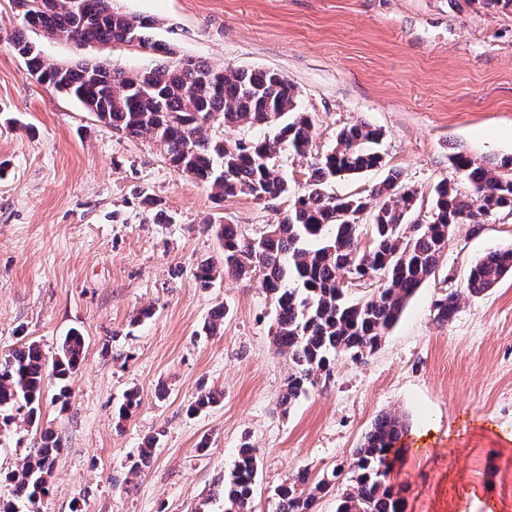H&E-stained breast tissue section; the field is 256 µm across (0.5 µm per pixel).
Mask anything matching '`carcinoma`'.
<instances>
[{
  "mask_svg": "<svg viewBox=\"0 0 512 512\" xmlns=\"http://www.w3.org/2000/svg\"><path fill=\"white\" fill-rule=\"evenodd\" d=\"M13 5L22 28L13 31L9 45L29 77L75 99L113 132L160 143L167 163L208 185L215 201L246 197L279 213L276 223L248 241L233 224L219 226L217 235L224 248V272L262 276L274 301L273 342L288 353L291 365L282 395L285 404L329 376L338 356L357 362L381 345L418 288L436 277L454 225L487 224L502 213L512 214V160L489 168L454 153L449 161L469 192H460L446 180L438 182L427 220L409 223L419 191L404 184L401 172L386 168L377 149L383 133L363 120L338 131L334 147L311 163L307 189L292 197L288 172L279 159L286 153L307 157L314 124L299 107L296 86L283 75L216 68L187 58L176 46L152 39L154 20L121 12L112 0H13ZM27 26L78 45L123 44L156 55L159 61L145 72L87 60L63 67L26 39ZM216 124L224 126L225 136L212 134ZM243 126L264 133L232 137ZM380 169L386 170L384 178L366 196H336L325 190L337 178ZM285 197L289 204L282 211L277 204ZM365 233L371 238L366 251L359 243ZM346 274L361 286L371 282L378 287L354 300L343 285ZM507 276H512V248L490 251L471 265L465 293L479 296ZM194 277L200 287H211L214 265L201 264ZM459 305L458 293L441 296L433 303L434 319L449 322ZM83 352L84 338L73 332L50 359L34 342H24L0 357V432L9 431L19 413L39 431V440L21 467L5 476L13 500L1 503L0 512H17V502L27 512H40L51 494L50 477L61 443L53 432L40 428L44 382L53 377L52 400L65 410L72 395L70 379ZM216 403L212 391H201L190 411L202 412ZM141 404L138 391H129L119 416H133ZM407 434L408 423L394 412L374 420L353 451V487L343 494L337 512H405V500L394 492L387 474L401 461ZM157 443V437L147 438L131 469H148ZM258 470L254 449L243 445L222 481L224 512H251ZM308 480L301 474L283 484L275 512H314L316 495L327 491L330 481L322 478L304 494L298 486Z\"/></svg>",
  "mask_w": 512,
  "mask_h": 512,
  "instance_id": "cac0c4a2",
  "label": "carcinoma"
}]
</instances>
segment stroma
Segmentation results:
<instances>
[{"label": "stroma", "mask_w": 512, "mask_h": 512, "mask_svg": "<svg viewBox=\"0 0 512 512\" xmlns=\"http://www.w3.org/2000/svg\"><path fill=\"white\" fill-rule=\"evenodd\" d=\"M155 19L151 35L215 67L271 69L299 90L314 120L313 149L364 120L383 132L388 166L423 197L425 221L437 182L465 183L450 165L462 153L488 167L512 156V8L483 0H115ZM0 0V356L19 340L56 352L82 334L84 359L66 410L44 403L42 422L62 451L42 512H224L214 489L241 444L259 471L252 512H274L278 487L308 470L311 480L349 465L377 415H406L430 431L426 451L405 456L393 484L406 512H512V277L461 301L435 322L433 300L463 291L479 257L512 247V214L473 229L455 225L441 264L409 301L379 349L338 358L330 378L294 404L280 399L290 370L269 326L275 316L260 278L223 273L210 219L253 236L277 214L239 197L218 204L202 183L170 167L160 144L116 135L73 99L28 78L7 38L18 26ZM28 41L49 58L101 60L146 70L155 59L123 45H76L37 28ZM147 191L170 216L158 223ZM221 274L199 287L196 267ZM151 318L134 324L144 307ZM225 307L221 332L201 327ZM220 401L197 415L200 389ZM142 405L118 408L129 390ZM149 469L129 457L150 436ZM205 451H198L200 441ZM34 444L25 422L0 444L6 473Z\"/></svg>", "instance_id": "stroma-1"}]
</instances>
